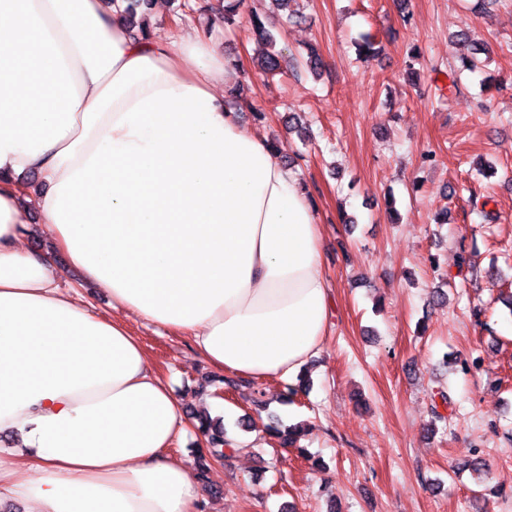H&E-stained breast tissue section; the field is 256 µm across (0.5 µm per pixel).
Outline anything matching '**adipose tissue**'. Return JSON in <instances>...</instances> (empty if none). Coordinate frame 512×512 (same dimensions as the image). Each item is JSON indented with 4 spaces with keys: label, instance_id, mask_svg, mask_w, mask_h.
Wrapping results in <instances>:
<instances>
[{
    "label": "adipose tissue",
    "instance_id": "obj_1",
    "mask_svg": "<svg viewBox=\"0 0 512 512\" xmlns=\"http://www.w3.org/2000/svg\"><path fill=\"white\" fill-rule=\"evenodd\" d=\"M122 9L0 0V499L30 512L202 508L168 453L182 399L64 273L257 381L307 367L333 307L317 213L226 103L217 41L133 38ZM42 232L67 269L26 247Z\"/></svg>",
    "mask_w": 512,
    "mask_h": 512
}]
</instances>
